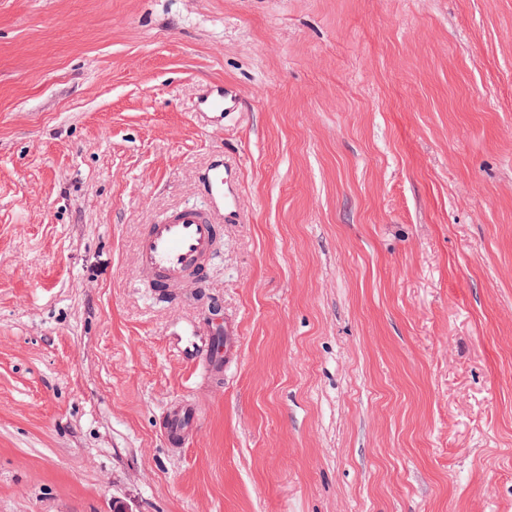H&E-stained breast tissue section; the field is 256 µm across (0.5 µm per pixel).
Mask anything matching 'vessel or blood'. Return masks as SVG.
I'll list each match as a JSON object with an SVG mask.
<instances>
[{
  "instance_id": "b4317fda",
  "label": "vessel or blood",
  "mask_w": 512,
  "mask_h": 512,
  "mask_svg": "<svg viewBox=\"0 0 512 512\" xmlns=\"http://www.w3.org/2000/svg\"><path fill=\"white\" fill-rule=\"evenodd\" d=\"M203 102L214 120L228 119L236 96L215 87ZM201 191L208 198L206 208L184 207L146 225L138 239L136 267L139 275L154 286L158 298H170L172 292L201 278L205 262L211 257L221 223L242 222L245 212L240 203L239 177L225 164L215 163L201 180ZM197 359L211 372L220 374L239 358V336L232 328L212 337L199 347ZM197 425L195 411L189 407L170 409L164 429L168 438L183 443Z\"/></svg>"
}]
</instances>
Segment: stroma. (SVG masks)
<instances>
[{
	"label": "stroma",
	"mask_w": 512,
	"mask_h": 512,
	"mask_svg": "<svg viewBox=\"0 0 512 512\" xmlns=\"http://www.w3.org/2000/svg\"><path fill=\"white\" fill-rule=\"evenodd\" d=\"M218 160L248 219L157 299ZM118 502L512 512V0H0V512ZM203 104L212 112H205L214 120H227L236 106V95L218 86L210 89L203 97ZM201 192L209 208L182 207L146 225L138 239L136 267L139 275L154 285L158 298L168 299L196 278L201 281L204 263L212 256L225 224L242 222L246 215L240 203L239 176L216 162L201 180ZM239 355L237 330L224 326V336L219 333L210 343L200 346L196 358L210 369L211 374H222L237 364ZM196 412L189 407H175L165 415L164 429L168 438L178 444H182L197 426Z\"/></svg>",
	"instance_id": "obj_1"
}]
</instances>
